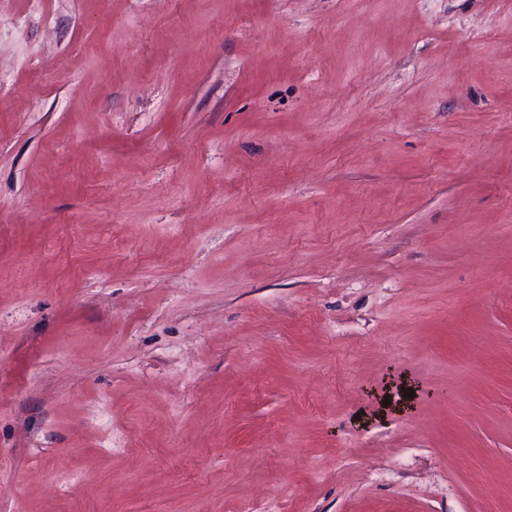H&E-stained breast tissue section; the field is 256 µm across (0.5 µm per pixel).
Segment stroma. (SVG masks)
Segmentation results:
<instances>
[{
    "label": "stroma",
    "instance_id": "1",
    "mask_svg": "<svg viewBox=\"0 0 512 512\" xmlns=\"http://www.w3.org/2000/svg\"><path fill=\"white\" fill-rule=\"evenodd\" d=\"M0 512H512V0H0Z\"/></svg>",
    "mask_w": 512,
    "mask_h": 512
}]
</instances>
